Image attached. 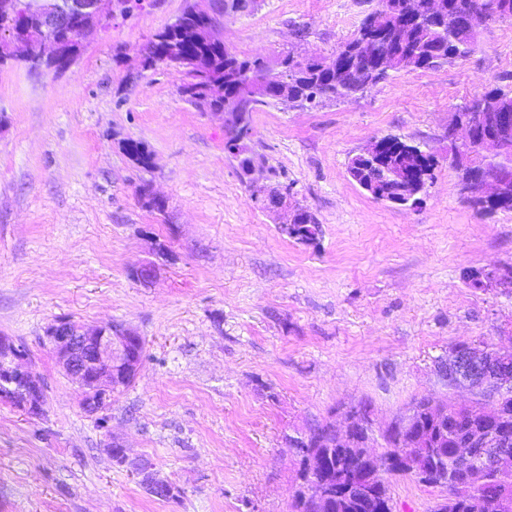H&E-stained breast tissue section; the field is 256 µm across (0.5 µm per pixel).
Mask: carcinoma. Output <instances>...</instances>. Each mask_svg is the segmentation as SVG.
Wrapping results in <instances>:
<instances>
[{"label":"carcinoma","mask_w":512,"mask_h":512,"mask_svg":"<svg viewBox=\"0 0 512 512\" xmlns=\"http://www.w3.org/2000/svg\"><path fill=\"white\" fill-rule=\"evenodd\" d=\"M384 17L380 27L384 35L365 48L360 47L362 32L368 27L363 19L351 38L340 45L346 60L355 61L353 68L338 79L336 74L322 67L323 57L317 54L299 58L288 53L275 61L280 67L282 81L264 84L268 63L244 58L225 51L224 44L201 41L198 30L214 27L226 15L251 14L256 10L255 0H209L192 11L182 12L179 24L167 25L158 31L146 45L147 55L143 69H152L166 63L171 54H181L193 69L189 73L196 79L198 92L192 94L191 104L205 110L222 109L225 102L260 85L264 89L258 98L254 111L275 108L284 104L292 109H307L328 102L351 98L364 92L386 78V75L372 76L368 64L375 57L388 60L391 71L405 69L402 57L416 55L412 69H430L453 63L470 55L478 45L480 30L492 23L512 19V0H447L444 13L434 16L423 10L422 0H385ZM225 128L228 133L224 149L238 162L241 175L251 198H256L262 188L247 179V171L256 165L257 155L253 147L239 144L242 138L252 137L251 113L231 112ZM123 150L143 167L151 164V153L141 142L127 140ZM388 169H402L412 172L417 180L413 185L404 184L390 177L380 181L375 190L384 196L401 195L415 200L429 187L431 177L424 173L436 166L432 152L420 145H411L397 136H388L385 148V163ZM366 161L354 155L349 158L347 173L354 182L365 179ZM301 221L286 236L303 243L318 239L321 224L307 208L298 207ZM487 401L502 400L509 405L511 415L506 419L487 417L473 420L466 417L450 419L444 429L433 423L427 398H414L408 403L413 411L412 431L424 435H438V443L426 448V455L420 458L419 466L427 477L418 483L440 489L445 496L464 492L468 498L486 490L494 484L492 473L484 472L480 459L466 465L455 458V451L461 447L465 437L476 428L485 426L512 436V389L486 392ZM306 435L317 439V447L324 451V473L336 478L340 472L347 476L349 489L347 502L331 499L325 506H314L300 493H295L288 512H393L384 495L389 492L390 479L408 475V470L397 465L385 473L368 478L363 473L364 463L352 450L338 448L335 439L324 426L310 428Z\"/></svg>","instance_id":"1"}]
</instances>
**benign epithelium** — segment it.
I'll return each instance as SVG.
<instances>
[{
	"instance_id": "7a95c632",
	"label": "benign epithelium",
	"mask_w": 512,
	"mask_h": 512,
	"mask_svg": "<svg viewBox=\"0 0 512 512\" xmlns=\"http://www.w3.org/2000/svg\"><path fill=\"white\" fill-rule=\"evenodd\" d=\"M71 6L49 7L38 12L24 9L29 21H20L16 39L25 49V58L34 61L31 72L57 66L69 67L81 54L82 40L92 29L112 25L115 12H129L135 0H68ZM512 113L494 112L486 102L476 101L474 112L465 119L453 117L448 124V141L464 146L465 151L454 156V165L463 170L474 156H496L512 160ZM464 199L483 204H512V164H485L459 180ZM479 287L512 292V265L500 264L483 270L476 276ZM47 338L58 361L79 385L89 413L99 411L98 405L109 397L116 382V372L137 373L142 357L139 348L143 338L121 324L71 329L69 322L59 321L47 331ZM436 372L452 392L461 386L471 389L469 406H455L433 401L437 419L446 422L461 412L482 415L487 412L483 390L488 382L503 389L512 387V369L474 347L458 348L436 362ZM0 381L5 384L0 395L13 401L14 406L31 416L39 414L44 401V386L30 368L23 351L7 338H0ZM412 412L405 411L383 427L375 426L373 418H357L349 411L345 430L336 431V446L340 448H370L377 439L390 432L398 433L399 455L406 457L409 448L426 446L425 440L408 433ZM289 447L306 462L310 469L321 463L322 450L312 448L300 436ZM478 457L499 484V492L490 499L476 496V504L488 501L503 510L509 503L508 490L512 478L502 467L512 462V440L497 434L476 432L468 447L462 449V459Z\"/></svg>"
}]
</instances>
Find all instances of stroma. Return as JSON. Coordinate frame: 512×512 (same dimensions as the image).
<instances>
[{
    "instance_id": "obj_1",
    "label": "stroma",
    "mask_w": 512,
    "mask_h": 512,
    "mask_svg": "<svg viewBox=\"0 0 512 512\" xmlns=\"http://www.w3.org/2000/svg\"><path fill=\"white\" fill-rule=\"evenodd\" d=\"M185 0H143L91 33L63 72L0 67V336L26 350L44 410L0 403V512H287L299 488L286 436L377 424L412 397L467 403L435 363L459 343L512 349V294L472 271L512 263V211L478 214L448 161V124L485 91L512 88V20L482 29L470 56L402 70L363 95L252 115L277 207L252 200L224 149V122L187 103L180 74L144 71L141 50ZM369 0H262L218 34L249 58L331 57ZM427 144L435 178L415 209L373 199L347 173L376 138ZM152 153L142 167L125 140ZM163 203L147 207L140 189ZM316 243L281 234L294 205ZM156 266L147 282L135 265ZM122 323L146 342L131 383L83 411L46 331ZM116 441L179 485L147 494L105 451ZM395 512H431L439 490L390 482ZM299 211V215L301 216V221L297 225L296 228H293L290 232H282L287 237L293 238L295 240L301 241L303 243H310L318 239V236L321 234V224L319 223L317 217L309 211L306 207L297 206Z\"/></svg>"
}]
</instances>
